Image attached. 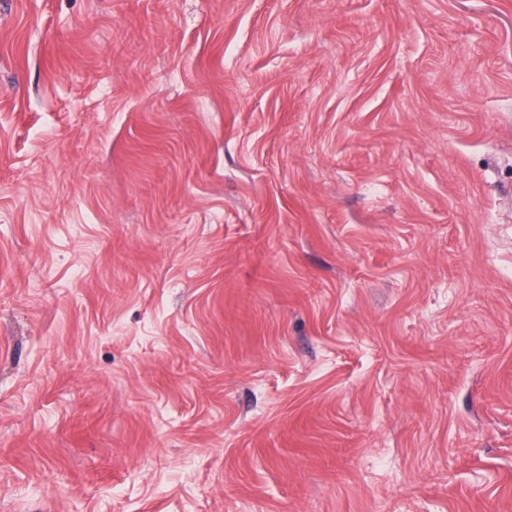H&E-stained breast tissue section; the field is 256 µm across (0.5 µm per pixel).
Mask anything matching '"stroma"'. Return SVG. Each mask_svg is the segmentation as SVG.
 Wrapping results in <instances>:
<instances>
[{"label": "stroma", "mask_w": 512, "mask_h": 512, "mask_svg": "<svg viewBox=\"0 0 512 512\" xmlns=\"http://www.w3.org/2000/svg\"><path fill=\"white\" fill-rule=\"evenodd\" d=\"M0 512H512V0H0Z\"/></svg>", "instance_id": "1"}]
</instances>
